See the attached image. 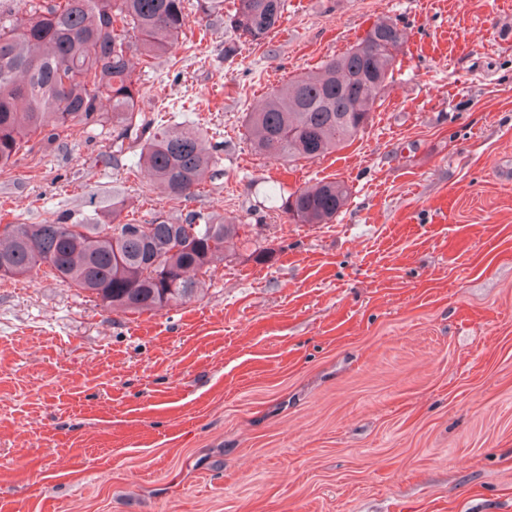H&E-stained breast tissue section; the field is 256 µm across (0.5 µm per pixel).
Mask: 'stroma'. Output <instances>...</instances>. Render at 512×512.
<instances>
[{"label": "stroma", "mask_w": 512, "mask_h": 512, "mask_svg": "<svg viewBox=\"0 0 512 512\" xmlns=\"http://www.w3.org/2000/svg\"><path fill=\"white\" fill-rule=\"evenodd\" d=\"M381 18L404 41L364 132L294 168L255 154L245 113ZM231 40L194 13L134 67L148 118L223 145L191 200L80 125L0 169L8 224L118 200L245 227L158 312L0 279V512H512V0H287ZM322 179L344 211L290 223L282 198Z\"/></svg>", "instance_id": "stroma-1"}]
</instances>
